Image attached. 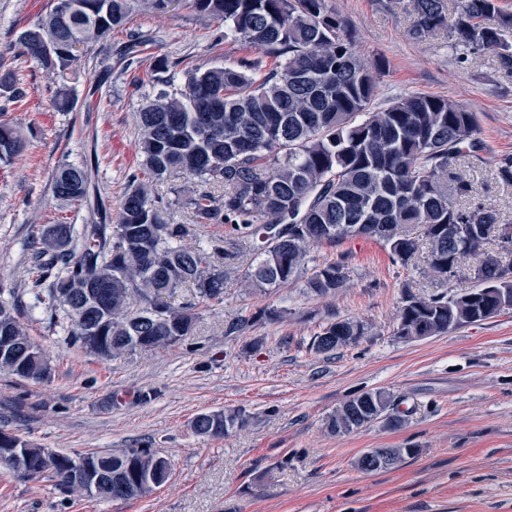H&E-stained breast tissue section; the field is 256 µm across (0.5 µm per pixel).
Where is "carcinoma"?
<instances>
[{
    "label": "carcinoma",
    "mask_w": 512,
    "mask_h": 512,
    "mask_svg": "<svg viewBox=\"0 0 512 512\" xmlns=\"http://www.w3.org/2000/svg\"><path fill=\"white\" fill-rule=\"evenodd\" d=\"M70 12L53 6L17 38L20 54L45 69L64 72L81 46L108 41L128 23L130 0H75ZM203 15L224 22L234 39L281 59L261 72V61L184 72L165 57L155 70L168 74L164 89L137 114L141 173L122 197L114 224H52L34 250V304L60 326L64 341L102 359L163 348L192 335L196 308L224 300L228 275L244 291L281 288L306 275L307 293L326 297L348 283V255L309 266L314 246L336 247L367 238L408 265L425 249L427 274L457 291L429 297L403 294L394 335L405 341L445 335L512 309V224L481 203L467 207L473 186L458 167L474 146L475 114L446 98L407 94L373 108L383 68L355 51L346 23L328 0H190ZM419 38L448 31L468 51H491L512 68V12L499 0H461L446 12L444 0H413ZM497 17V24L486 23ZM0 95L27 97L12 70L0 72ZM26 148L12 125L0 123V162ZM173 173L197 180L185 198L196 224H220L224 234L204 247L185 243L186 224H168L149 181ZM53 193L80 201L89 190L83 165L63 163L52 175ZM496 248H488L489 244ZM470 280L473 285L466 286ZM191 299L163 300L183 287ZM17 336L28 359L21 379L46 380L51 372L15 309L0 302V330ZM367 334L361 321L337 319L317 334V352L354 345ZM384 419L397 430L404 419L391 396L364 392L345 400L326 429L346 435ZM238 412L207 411L191 422L201 438H218L243 425ZM29 457L28 479H57L60 489L98 501L130 500L155 491L148 478L166 482L171 464L150 448L88 452L98 474L90 488L68 479L73 456L57 453L44 471L47 449L20 440Z\"/></svg>",
    "instance_id": "obj_1"
}]
</instances>
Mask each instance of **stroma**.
I'll use <instances>...</instances> for the list:
<instances>
[{
  "instance_id": "stroma-1",
  "label": "stroma",
  "mask_w": 512,
  "mask_h": 512,
  "mask_svg": "<svg viewBox=\"0 0 512 512\" xmlns=\"http://www.w3.org/2000/svg\"><path fill=\"white\" fill-rule=\"evenodd\" d=\"M355 49L382 61L375 100L424 93L475 112L477 144L461 165L473 199L512 224V185L497 175L512 154V70L491 52L463 55L447 32L414 38L413 0H329ZM48 0H0V69L14 70L26 101L0 97V121L21 128L26 150L0 163V299L14 306L52 367L34 383L0 373V430L73 454L152 448L173 465L170 481L137 500L100 502L0 469V512H512V310L442 336L405 342L393 334L403 292L436 291L423 260L401 266L364 238L341 249L312 248L315 263L349 256V285L336 295L307 294L302 282L247 293L228 281L224 299L198 307L190 339L101 359L63 344L47 314L31 307V254L50 224L114 221L140 158L135 114L160 87L153 67L164 55L181 69H207L257 50L223 39L224 27L173 0L167 9L135 8L111 41L81 48L76 107L52 101L61 80L26 62L19 33L47 12ZM142 52L124 58L129 37ZM91 165L87 199H56L52 174L63 163ZM174 174L154 182L165 218L205 243L222 234L196 224L176 197L195 189ZM283 319H257L267 306ZM362 321L367 334L328 354L313 341L333 319ZM247 327H240V320ZM382 390L405 418L391 430L374 422L344 436L326 420L347 398ZM241 412L245 424L220 438L193 434L204 411ZM416 449L391 470L366 472L355 461L371 448Z\"/></svg>"
}]
</instances>
